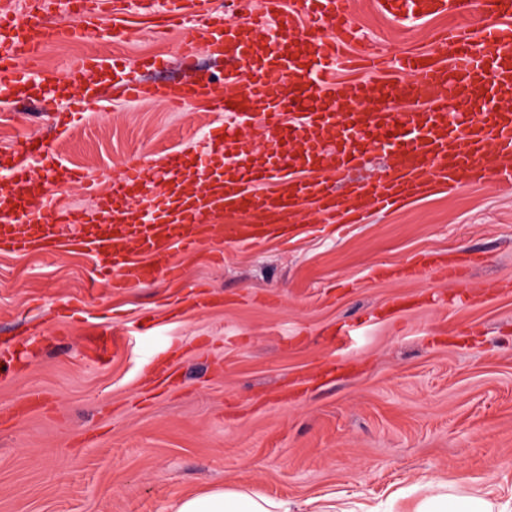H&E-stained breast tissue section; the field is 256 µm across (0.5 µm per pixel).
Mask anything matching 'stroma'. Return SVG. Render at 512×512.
Segmentation results:
<instances>
[{"mask_svg": "<svg viewBox=\"0 0 512 512\" xmlns=\"http://www.w3.org/2000/svg\"><path fill=\"white\" fill-rule=\"evenodd\" d=\"M364 40L391 55L432 49L460 20L398 22L361 0ZM111 27L44 48L60 76L90 53L112 60L101 93L70 126L68 102L0 101V154L43 140L59 165L109 179L153 172L214 133L201 107L132 103L125 70L188 78L184 35L123 10ZM473 255L464 279L423 259ZM180 275L113 292L93 287L80 252L0 253V343L23 357L0 369V512H170L187 493L241 488L300 504L412 512L426 483L512 508V184L492 179L327 225L301 209L292 233L176 253ZM221 300L201 311L192 285ZM406 298L394 309L396 298ZM115 337L110 360L91 352Z\"/></svg>", "mask_w": 512, "mask_h": 512, "instance_id": "1", "label": "stroma"}]
</instances>
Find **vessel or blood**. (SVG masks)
<instances>
[{
	"label": "vessel or blood",
	"mask_w": 512,
	"mask_h": 512,
	"mask_svg": "<svg viewBox=\"0 0 512 512\" xmlns=\"http://www.w3.org/2000/svg\"><path fill=\"white\" fill-rule=\"evenodd\" d=\"M354 0H260L235 18L214 0H134L137 11L164 23L203 21L204 40L185 37L177 52L193 64L200 52L224 62V84L206 73L178 82H147L127 72L121 85L131 101L154 100L184 109L192 104L225 114L224 140L214 148L198 137V159L171 156L152 181L133 169L96 194L93 208L69 205L61 181L94 183L92 175L56 166L41 142L24 143V159H0V252L79 250L98 266L100 287L136 288L159 274L177 277L174 251L200 242L251 243L295 225L313 204L328 224L360 223L370 206L388 210L438 187L466 179L512 183V0H383L390 17L413 22L434 14L463 17L482 9L497 17L482 30L460 26L424 53L387 66L356 53ZM118 0H0V84L9 91H52L32 64L49 43L98 28ZM75 26L51 23L57 11ZM110 61L87 56L68 65L64 80L79 88L80 112L96 88L88 73ZM396 97L415 108L389 111ZM264 128V162L243 152V127ZM382 153L389 172L353 179L367 154ZM44 163L42 182L29 178V158Z\"/></svg>",
	"instance_id": "obj_1"
}]
</instances>
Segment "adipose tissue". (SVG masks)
<instances>
[{
    "label": "adipose tissue",
    "instance_id": "adipose-tissue-1",
    "mask_svg": "<svg viewBox=\"0 0 512 512\" xmlns=\"http://www.w3.org/2000/svg\"><path fill=\"white\" fill-rule=\"evenodd\" d=\"M174 512H291L287 501L221 486L180 498Z\"/></svg>",
    "mask_w": 512,
    "mask_h": 512
}]
</instances>
